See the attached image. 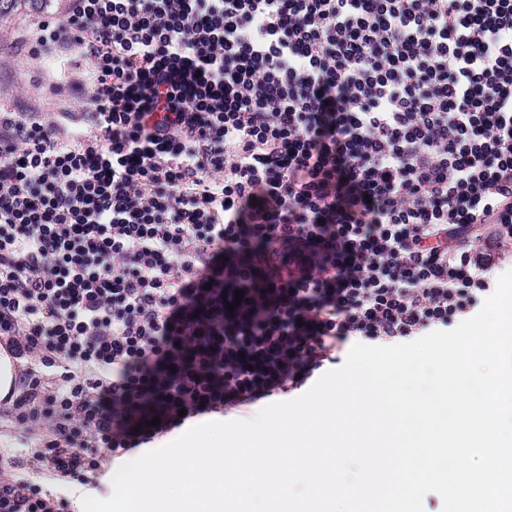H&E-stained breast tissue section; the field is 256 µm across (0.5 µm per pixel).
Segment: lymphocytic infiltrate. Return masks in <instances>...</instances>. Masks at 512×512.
I'll use <instances>...</instances> for the list:
<instances>
[{
  "label": "lymphocytic infiltrate",
  "instance_id": "obj_1",
  "mask_svg": "<svg viewBox=\"0 0 512 512\" xmlns=\"http://www.w3.org/2000/svg\"><path fill=\"white\" fill-rule=\"evenodd\" d=\"M69 2L23 41L66 61L65 109L0 112V343L38 470L88 484L491 293L512 0ZM15 467L0 512H68Z\"/></svg>",
  "mask_w": 512,
  "mask_h": 512
}]
</instances>
